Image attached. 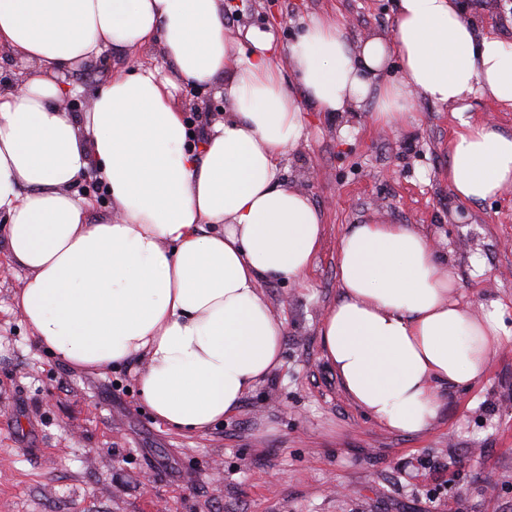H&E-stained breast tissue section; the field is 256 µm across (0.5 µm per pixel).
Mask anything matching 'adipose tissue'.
<instances>
[{"instance_id":"ef3b65f1","label":"adipose tissue","mask_w":512,"mask_h":512,"mask_svg":"<svg viewBox=\"0 0 512 512\" xmlns=\"http://www.w3.org/2000/svg\"><path fill=\"white\" fill-rule=\"evenodd\" d=\"M224 26V0H0V44L33 65L0 86V216L27 275L15 306L62 362L143 360L141 396L163 422L204 430L234 414L280 363L284 324L265 280L303 281L324 238L310 198L280 178L300 143L302 101L322 112L372 103L371 122L417 124L415 97L449 108L448 185L476 203L512 185V136L469 112L482 96L512 110V42L477 35L455 0H397L391 36L351 42L312 16L286 55L271 33ZM158 42L160 64L110 79L82 120L59 102L66 75L110 49ZM397 79L381 75L390 57ZM224 77L231 112L200 147L179 82ZM90 142H83V135ZM95 166L118 222L93 224L69 188ZM341 296L319 330L348 399L379 426L424 434L441 391L484 378L512 341L502 304L472 312L428 236L411 224H354L336 250Z\"/></svg>"}]
</instances>
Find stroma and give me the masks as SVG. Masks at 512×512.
<instances>
[{
  "label": "stroma",
  "mask_w": 512,
  "mask_h": 512,
  "mask_svg": "<svg viewBox=\"0 0 512 512\" xmlns=\"http://www.w3.org/2000/svg\"><path fill=\"white\" fill-rule=\"evenodd\" d=\"M477 31L512 42V0H458ZM330 13L350 40L387 34L395 0H224L230 37L252 27L288 47L301 21ZM113 51L66 77L62 100L82 117L83 93L136 63ZM185 115L208 129L232 108L213 87L183 85ZM419 121L371 124L369 104L307 111L305 135L281 163L289 185L322 213L325 238L305 284L265 281L284 321L280 365L238 412L203 432L145 409L140 360L74 368L39 346L13 308L24 270L0 218V512H512V343L481 381L452 387L421 436L387 431L344 395L319 327L340 296L336 247L350 225L413 224L430 236L472 307L498 300L512 328V187L469 204L448 187L449 109L418 96ZM345 487L344 496L332 486Z\"/></svg>",
  "instance_id": "stroma-1"
}]
</instances>
